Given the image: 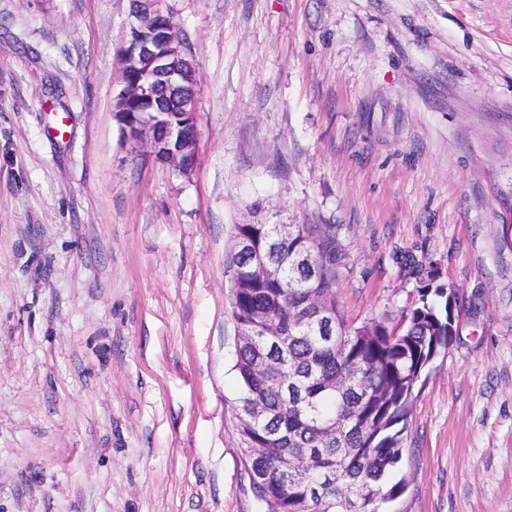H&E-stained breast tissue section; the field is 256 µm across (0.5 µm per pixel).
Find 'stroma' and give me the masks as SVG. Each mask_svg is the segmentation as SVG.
Listing matches in <instances>:
<instances>
[{
	"label": "stroma",
	"instance_id": "35a3bbf8",
	"mask_svg": "<svg viewBox=\"0 0 512 512\" xmlns=\"http://www.w3.org/2000/svg\"><path fill=\"white\" fill-rule=\"evenodd\" d=\"M190 176L114 117L133 0H0V512H263L237 433L231 235L332 224L336 299L459 290L404 512H512V0H165ZM423 271H415V263Z\"/></svg>",
	"mask_w": 512,
	"mask_h": 512
}]
</instances>
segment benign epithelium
Returning <instances> with one entry per match:
<instances>
[{"instance_id": "obj_1", "label": "benign epithelium", "mask_w": 512, "mask_h": 512, "mask_svg": "<svg viewBox=\"0 0 512 512\" xmlns=\"http://www.w3.org/2000/svg\"><path fill=\"white\" fill-rule=\"evenodd\" d=\"M128 45L122 50L115 112L124 136L183 176L196 166L197 92L186 93L195 67L164 0H136Z\"/></svg>"}]
</instances>
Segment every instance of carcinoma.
<instances>
[{
    "mask_svg": "<svg viewBox=\"0 0 512 512\" xmlns=\"http://www.w3.org/2000/svg\"><path fill=\"white\" fill-rule=\"evenodd\" d=\"M233 238L251 253H231V314L249 336L236 348L238 408L262 401L268 419L239 417L245 465L269 512H397L407 492L401 476L414 394L429 364L447 354L458 327L452 288L425 285L395 325L354 326L336 301L340 252L325 224H298L278 238L273 224H236ZM270 253L280 275L252 272ZM326 311L312 319L316 307ZM286 327L273 343L265 317ZM288 454L308 470H281Z\"/></svg>",
    "mask_w": 512,
    "mask_h": 512,
    "instance_id": "1",
    "label": "carcinoma"
}]
</instances>
